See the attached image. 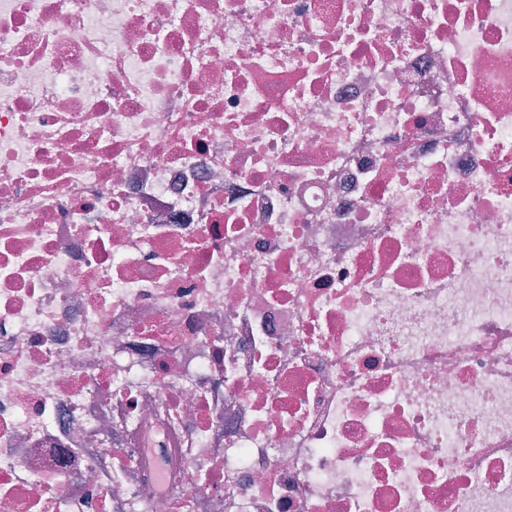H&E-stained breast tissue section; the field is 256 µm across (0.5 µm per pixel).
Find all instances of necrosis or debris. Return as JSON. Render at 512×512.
Instances as JSON below:
<instances>
[{
  "label": "necrosis or debris",
  "instance_id": "obj_1",
  "mask_svg": "<svg viewBox=\"0 0 512 512\" xmlns=\"http://www.w3.org/2000/svg\"><path fill=\"white\" fill-rule=\"evenodd\" d=\"M0 512H512V0H0Z\"/></svg>",
  "mask_w": 512,
  "mask_h": 512
}]
</instances>
